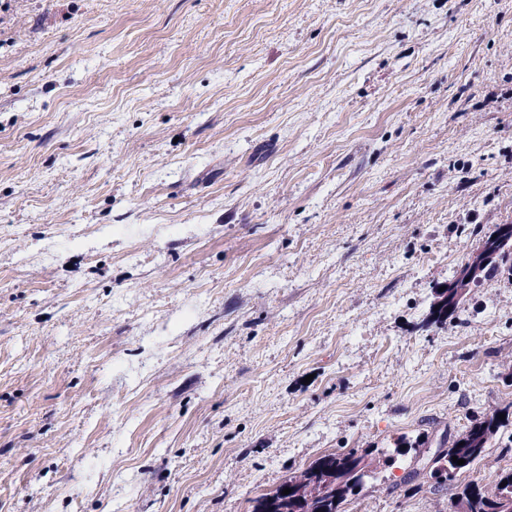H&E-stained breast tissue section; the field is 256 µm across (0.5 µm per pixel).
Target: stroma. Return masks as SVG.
Returning a JSON list of instances; mask_svg holds the SVG:
<instances>
[{
	"label": "stroma",
	"instance_id": "1",
	"mask_svg": "<svg viewBox=\"0 0 512 512\" xmlns=\"http://www.w3.org/2000/svg\"><path fill=\"white\" fill-rule=\"evenodd\" d=\"M512 0H0V512H250L512 404ZM411 456L346 512H449ZM502 225L505 224H499L494 233L482 241L483 257L475 264L467 263L455 273L453 279L456 276L459 277L456 281V288H451L453 283L451 282L443 292H439V289L436 291L435 301L430 310L431 324L447 325L448 320L451 322L457 317L462 303L461 300H455L458 288L467 291L471 285L491 280L501 271V268L504 270L507 268V272L512 274L510 273L512 272V237L511 242H504ZM493 235H496V238H493ZM482 246H479L473 253L471 261L480 254ZM435 307H438V310H435Z\"/></svg>",
	"mask_w": 512,
	"mask_h": 512
}]
</instances>
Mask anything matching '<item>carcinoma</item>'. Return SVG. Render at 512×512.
Listing matches in <instances>:
<instances>
[{"mask_svg":"<svg viewBox=\"0 0 512 512\" xmlns=\"http://www.w3.org/2000/svg\"><path fill=\"white\" fill-rule=\"evenodd\" d=\"M483 257L475 264L457 271V287L436 292L430 323L446 325L457 317L461 302L457 289H469L482 281L493 279L501 269L512 272V241H504L502 227L482 241ZM502 411L477 414L467 429L431 459L430 477L440 487L454 486L460 473L470 470L486 452V448L505 427ZM465 460L459 465L453 458ZM373 451L351 449L347 452L320 456L308 467L288 478L293 491L281 489L253 500L252 512H346L350 499L360 496L365 478L371 473ZM453 512H512V471H502L488 484L472 483L454 493Z\"/></svg>","mask_w":512,"mask_h":512,"instance_id":"obj_1","label":"carcinoma"}]
</instances>
